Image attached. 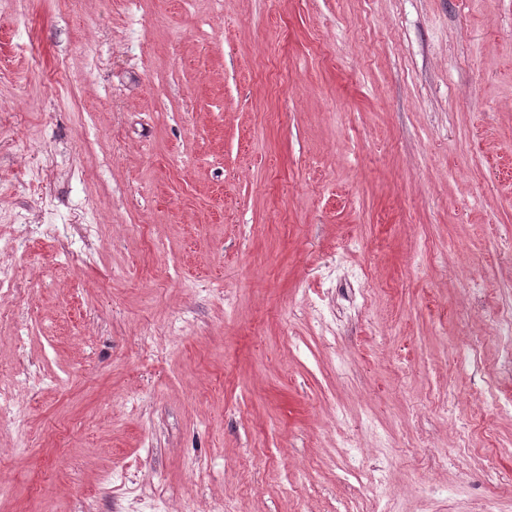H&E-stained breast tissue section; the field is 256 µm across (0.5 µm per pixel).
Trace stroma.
<instances>
[{"instance_id":"35a3bbf8","label":"stroma","mask_w":512,"mask_h":512,"mask_svg":"<svg viewBox=\"0 0 512 512\" xmlns=\"http://www.w3.org/2000/svg\"><path fill=\"white\" fill-rule=\"evenodd\" d=\"M16 236L0 512H512V0H0Z\"/></svg>"}]
</instances>
